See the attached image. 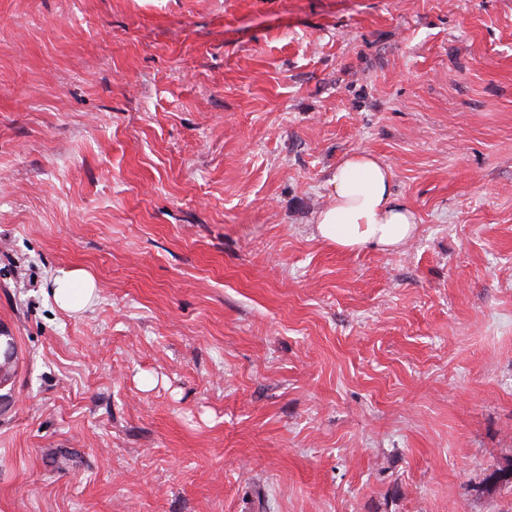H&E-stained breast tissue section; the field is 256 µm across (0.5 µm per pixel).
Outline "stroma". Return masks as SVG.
I'll return each mask as SVG.
<instances>
[{"instance_id":"1","label":"stroma","mask_w":512,"mask_h":512,"mask_svg":"<svg viewBox=\"0 0 512 512\" xmlns=\"http://www.w3.org/2000/svg\"><path fill=\"white\" fill-rule=\"evenodd\" d=\"M0 332V512H512V0H0ZM388 165L369 152L351 154L327 179L329 200L314 217L319 239L341 250L397 249L413 235L416 212L394 195ZM55 306L70 315H82L97 298L93 276L82 268L59 269L50 279Z\"/></svg>"}]
</instances>
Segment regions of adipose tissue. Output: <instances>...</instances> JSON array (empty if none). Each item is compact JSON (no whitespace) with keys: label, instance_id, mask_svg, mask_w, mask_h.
<instances>
[{"label":"adipose tissue","instance_id":"ef3b65f1","mask_svg":"<svg viewBox=\"0 0 512 512\" xmlns=\"http://www.w3.org/2000/svg\"><path fill=\"white\" fill-rule=\"evenodd\" d=\"M391 180L390 167L371 153L357 152L340 161L327 179L328 203L314 218L319 238L348 251L404 245L418 217L397 199ZM49 288L55 306L71 316L83 314L97 298L93 276L81 268L58 270Z\"/></svg>","mask_w":512,"mask_h":512}]
</instances>
